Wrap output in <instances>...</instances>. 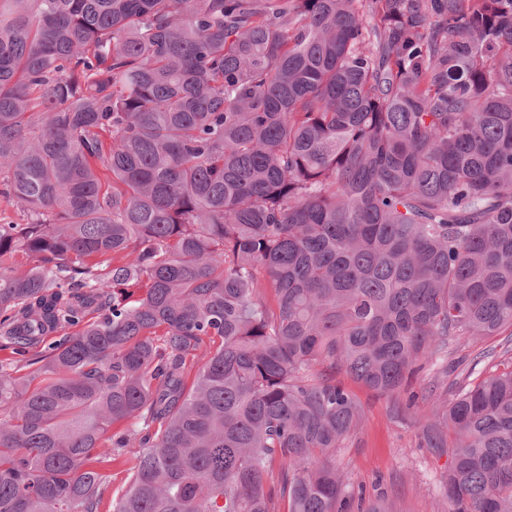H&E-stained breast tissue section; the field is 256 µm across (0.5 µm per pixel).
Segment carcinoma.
I'll list each match as a JSON object with an SVG mask.
<instances>
[{"label":"carcinoma","mask_w":512,"mask_h":512,"mask_svg":"<svg viewBox=\"0 0 512 512\" xmlns=\"http://www.w3.org/2000/svg\"><path fill=\"white\" fill-rule=\"evenodd\" d=\"M0 197V512H395L343 376L512 512V0H0ZM511 346L512 343L507 342V336H493L477 342L472 340L453 342L449 345L448 351L451 352V358H454V361L459 362L460 365L453 375L448 376V387L458 372L470 366L474 355L481 349L496 347L497 354H499L506 348L511 349Z\"/></svg>","instance_id":"1"}]
</instances>
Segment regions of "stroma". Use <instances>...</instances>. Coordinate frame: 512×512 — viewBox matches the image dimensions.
I'll use <instances>...</instances> for the list:
<instances>
[{
	"label": "stroma",
	"instance_id": "stroma-1",
	"mask_svg": "<svg viewBox=\"0 0 512 512\" xmlns=\"http://www.w3.org/2000/svg\"><path fill=\"white\" fill-rule=\"evenodd\" d=\"M350 388L364 407L360 427L336 454L350 484L370 497L385 495L397 512H446V458L418 447L416 427L395 419L386 399L355 382Z\"/></svg>",
	"mask_w": 512,
	"mask_h": 512
}]
</instances>
